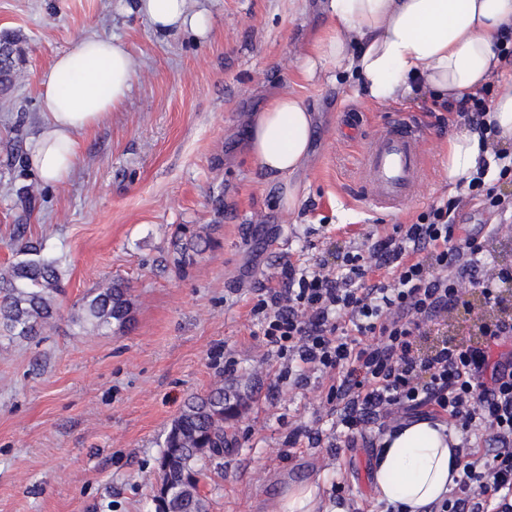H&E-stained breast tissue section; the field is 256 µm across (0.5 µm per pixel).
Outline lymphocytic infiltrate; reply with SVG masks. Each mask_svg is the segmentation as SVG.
Returning a JSON list of instances; mask_svg holds the SVG:
<instances>
[{"label":"lymphocytic infiltrate","instance_id":"obj_1","mask_svg":"<svg viewBox=\"0 0 512 512\" xmlns=\"http://www.w3.org/2000/svg\"><path fill=\"white\" fill-rule=\"evenodd\" d=\"M488 110L483 88L448 115L482 135L464 192L331 259L285 262L251 309L279 358L330 378L337 436L446 423L459 472L428 512H512V143ZM468 207L500 220L462 231ZM458 319L474 337L448 335Z\"/></svg>","mask_w":512,"mask_h":512}]
</instances>
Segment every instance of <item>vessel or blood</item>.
Returning a JSON list of instances; mask_svg holds the SVG:
<instances>
[{
	"instance_id": "b4317fda",
	"label": "vessel or blood",
	"mask_w": 512,
	"mask_h": 512,
	"mask_svg": "<svg viewBox=\"0 0 512 512\" xmlns=\"http://www.w3.org/2000/svg\"><path fill=\"white\" fill-rule=\"evenodd\" d=\"M424 163V134L410 119L385 124L365 147L366 195L378 207L396 209L408 201Z\"/></svg>"
}]
</instances>
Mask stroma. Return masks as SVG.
<instances>
[{
    "instance_id": "35a3bbf8",
    "label": "stroma",
    "mask_w": 512,
    "mask_h": 512,
    "mask_svg": "<svg viewBox=\"0 0 512 512\" xmlns=\"http://www.w3.org/2000/svg\"><path fill=\"white\" fill-rule=\"evenodd\" d=\"M322 4L188 0L189 12L208 17L207 31L163 35L136 0H0V34L23 49L15 85L0 92V266L14 261L9 241L21 226L59 258L67 281L43 336L0 342V512H155L165 435L187 399L218 381L248 401L202 488L208 512H281L298 487L314 488L319 512H336L340 483L376 512L370 439L337 441L316 375L299 389L278 382L282 361L251 309L283 262L391 231L453 195L447 146L456 128L440 122L431 94L402 102L426 129L424 174L402 210L375 207L363 190L364 146L391 107L356 94L354 76L335 64L302 75L332 26ZM89 33L120 37L138 76L121 110L79 132V164L54 185L29 164L42 126L39 77ZM285 91L315 114L292 210L244 143L254 114ZM180 224L209 226L218 241L185 267L172 262ZM117 278L130 289V326L73 325L74 304ZM298 426L321 443L289 445Z\"/></svg>"
}]
</instances>
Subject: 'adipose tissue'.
<instances>
[{
  "label": "adipose tissue",
  "instance_id": "ef3b65f1",
  "mask_svg": "<svg viewBox=\"0 0 512 512\" xmlns=\"http://www.w3.org/2000/svg\"><path fill=\"white\" fill-rule=\"evenodd\" d=\"M186 0H138L137 10L159 33L190 28L205 33L208 19L190 14ZM333 26L301 64L306 77L326 64L353 72L373 101H403L422 91L461 99L485 86L500 62L497 35L512 29V0H325ZM136 63L123 41L88 34L56 55L40 76L44 123L29 162L49 183L65 181L81 152L79 132L100 125L124 105ZM313 114L303 100L282 92L258 112L246 131L248 149L266 176L285 180L283 200L298 204L288 176L309 155ZM482 145L463 129L448 148V180L475 171ZM451 452L442 427L420 421L386 444L372 471L379 500L402 504V512H425L452 481Z\"/></svg>",
  "mask_w": 512,
  "mask_h": 512
}]
</instances>
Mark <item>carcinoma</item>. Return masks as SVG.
<instances>
[{
    "label": "carcinoma",
    "instance_id": "carcinoma-1",
    "mask_svg": "<svg viewBox=\"0 0 512 512\" xmlns=\"http://www.w3.org/2000/svg\"><path fill=\"white\" fill-rule=\"evenodd\" d=\"M15 38H0V90L11 88L17 79ZM20 256L0 268V338L35 339L56 318L60 297L65 294L64 273L58 259L44 253L40 242L11 238ZM215 241L206 225L177 228L172 242L175 261L190 265L211 250ZM129 288L120 279L82 298L72 314V323L88 332L107 331L131 322ZM244 406L243 397L222 385L203 396H193L174 419L166 434L159 458L160 482L166 496H154L156 512H206L200 483L207 465L224 456L227 433L224 424Z\"/></svg>",
    "mask_w": 512,
    "mask_h": 512
}]
</instances>
